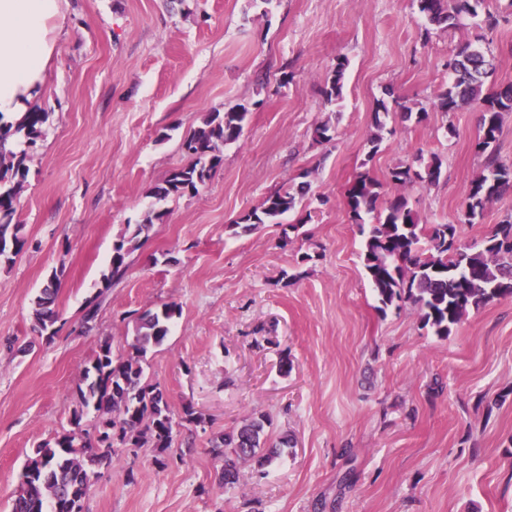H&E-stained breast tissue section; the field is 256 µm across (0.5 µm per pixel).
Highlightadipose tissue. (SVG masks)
Returning a JSON list of instances; mask_svg holds the SVG:
<instances>
[{
	"label": "adipose tissue",
	"mask_w": 512,
	"mask_h": 512,
	"mask_svg": "<svg viewBox=\"0 0 512 512\" xmlns=\"http://www.w3.org/2000/svg\"><path fill=\"white\" fill-rule=\"evenodd\" d=\"M64 22L60 0H0V121H13L42 87Z\"/></svg>",
	"instance_id": "1"
}]
</instances>
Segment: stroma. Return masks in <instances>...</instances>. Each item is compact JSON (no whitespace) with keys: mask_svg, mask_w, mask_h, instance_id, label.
I'll return each mask as SVG.
<instances>
[{"mask_svg":"<svg viewBox=\"0 0 512 512\" xmlns=\"http://www.w3.org/2000/svg\"><path fill=\"white\" fill-rule=\"evenodd\" d=\"M55 56L30 107L48 112L27 160L15 218L27 245L0 270V512H11L34 448L71 430L74 387L103 341L127 351L133 313L178 304L146 375L174 416L155 448L116 449L83 512H512V296L469 311L450 336L423 329L411 304L379 311L361 261L362 236L343 193L362 167L391 194V169L418 153L443 161L436 184L407 190L425 224L457 222L484 168L479 113L442 115L437 95L475 19L428 24L416 0H62ZM500 19L486 34L496 70L512 83V0H489ZM347 61L344 97L322 89ZM424 121L386 120L369 155L373 110L387 94ZM250 114L237 142L195 195L164 202L126 275L108 284L114 241L144 223L151 187L190 158L184 140L208 112ZM330 121V142L315 127ZM312 188L296 216L301 234L231 226L303 170ZM512 218V192L461 242ZM60 270L63 326L33 328L32 303ZM103 302L93 329L90 297ZM291 367L282 370V359ZM292 448L219 481L213 438L251 413Z\"/></svg>","mask_w":512,"mask_h":512,"instance_id":"obj_1","label":"stroma"}]
</instances>
